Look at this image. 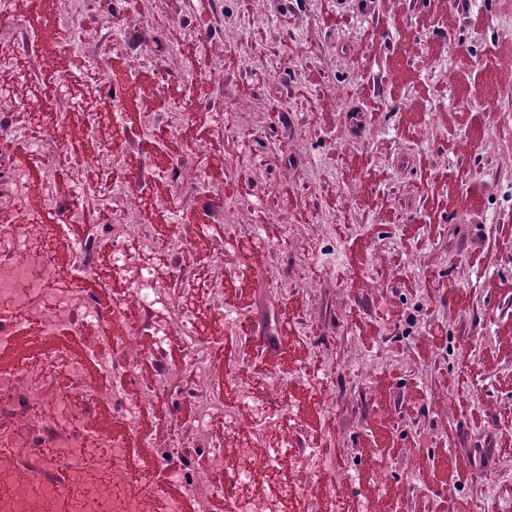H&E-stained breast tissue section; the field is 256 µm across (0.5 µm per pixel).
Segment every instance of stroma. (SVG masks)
Wrapping results in <instances>:
<instances>
[{
	"label": "stroma",
	"instance_id": "stroma-1",
	"mask_svg": "<svg viewBox=\"0 0 512 512\" xmlns=\"http://www.w3.org/2000/svg\"><path fill=\"white\" fill-rule=\"evenodd\" d=\"M0 88V153L45 229L111 222L76 189L90 179L135 192V221L183 240L176 265L156 239L126 248L169 272L195 318L207 429L227 459L267 448L273 420L328 462L301 512H512V456L490 458V480L444 476L512 428V120L492 109L512 100V0H0ZM36 138L68 163L34 162ZM201 144L200 188L182 163ZM166 167L173 179H155ZM450 186L453 207L432 211L427 191ZM140 339L150 368L88 378L128 393L92 426L123 433L163 371L156 398L190 427L189 344L167 336L158 358ZM53 349L82 343L23 326L0 363ZM152 439L129 443L132 480L167 477Z\"/></svg>",
	"mask_w": 512,
	"mask_h": 512
}]
</instances>
